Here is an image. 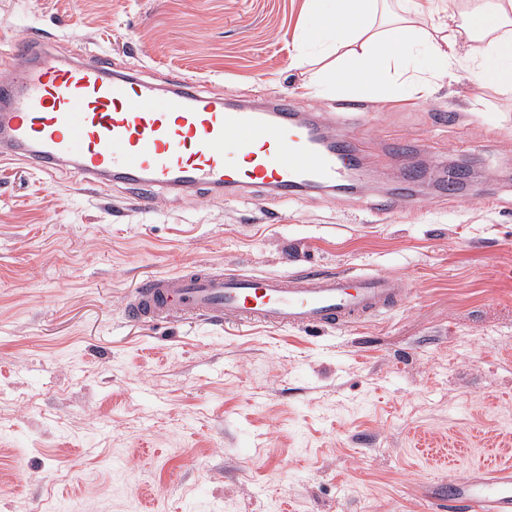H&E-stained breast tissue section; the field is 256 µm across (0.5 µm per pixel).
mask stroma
<instances>
[{
	"instance_id": "1",
	"label": "stroma",
	"mask_w": 512,
	"mask_h": 512,
	"mask_svg": "<svg viewBox=\"0 0 512 512\" xmlns=\"http://www.w3.org/2000/svg\"><path fill=\"white\" fill-rule=\"evenodd\" d=\"M307 0H0V77L24 31L63 58L284 100L374 171L293 203L0 169V512H427L449 475L512 464V98L320 97L296 65ZM462 163L459 190L404 187ZM379 272L403 301L356 327L136 324L145 280L186 265Z\"/></svg>"
}]
</instances>
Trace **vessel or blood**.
Segmentation results:
<instances>
[{"instance_id":"1","label":"vessel or blood","mask_w":512,"mask_h":512,"mask_svg":"<svg viewBox=\"0 0 512 512\" xmlns=\"http://www.w3.org/2000/svg\"><path fill=\"white\" fill-rule=\"evenodd\" d=\"M27 69L0 80V162L25 158L50 171L67 165L84 188L127 184L140 205L155 191L235 196L253 187L293 200L310 186L342 182L354 152L325 149L287 102L231 104L186 78L160 88L112 72L104 57L62 59L32 37ZM398 283L376 272L257 276L188 267L146 281L131 320H189L269 328L336 329L394 307ZM448 512H512V464L488 463L449 478Z\"/></svg>"}]
</instances>
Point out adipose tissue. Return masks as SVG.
I'll list each match as a JSON object with an SVG mask.
<instances>
[{
	"instance_id": "adipose-tissue-1",
	"label": "adipose tissue",
	"mask_w": 512,
	"mask_h": 512,
	"mask_svg": "<svg viewBox=\"0 0 512 512\" xmlns=\"http://www.w3.org/2000/svg\"><path fill=\"white\" fill-rule=\"evenodd\" d=\"M298 63L309 89L364 99H428L443 81L464 79L512 96V0H309ZM335 58L313 68L311 50Z\"/></svg>"
}]
</instances>
